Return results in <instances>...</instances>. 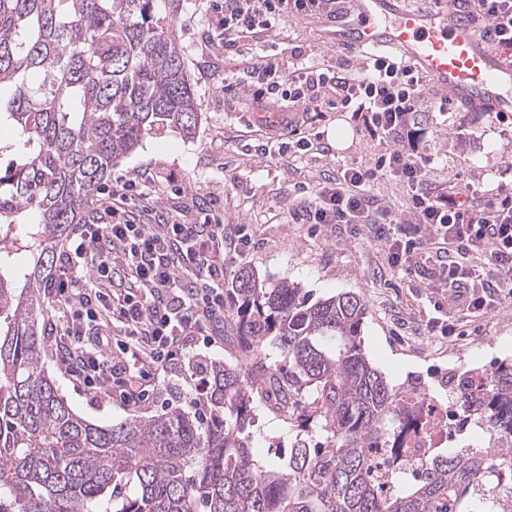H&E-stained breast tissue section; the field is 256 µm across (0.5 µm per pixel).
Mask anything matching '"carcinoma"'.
Returning a JSON list of instances; mask_svg holds the SVG:
<instances>
[{
	"mask_svg": "<svg viewBox=\"0 0 512 512\" xmlns=\"http://www.w3.org/2000/svg\"><path fill=\"white\" fill-rule=\"evenodd\" d=\"M156 0H0V127L21 140L0 174V512H512V363L488 375L497 441L435 452L384 493L370 450L397 451L396 388L369 361L354 292L310 302L242 269L228 289L245 365H202L192 412L100 425L76 414L44 364L41 288L54 250L155 129L201 121L173 18ZM34 257L18 285L12 257ZM281 352L267 363L266 344ZM296 417L282 463L254 453L262 405Z\"/></svg>",
	"mask_w": 512,
	"mask_h": 512,
	"instance_id": "carcinoma-1",
	"label": "carcinoma"
}]
</instances>
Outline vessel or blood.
Returning <instances> with one entry per match:
<instances>
[{
    "mask_svg": "<svg viewBox=\"0 0 512 512\" xmlns=\"http://www.w3.org/2000/svg\"><path fill=\"white\" fill-rule=\"evenodd\" d=\"M322 26L338 47L399 52L462 105L512 112V65L487 49L455 5L412 9L400 0H344Z\"/></svg>",
    "mask_w": 512,
    "mask_h": 512,
    "instance_id": "1",
    "label": "vessel or blood"
}]
</instances>
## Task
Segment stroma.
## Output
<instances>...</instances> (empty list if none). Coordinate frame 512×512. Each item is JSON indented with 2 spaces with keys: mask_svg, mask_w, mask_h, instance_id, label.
I'll return each instance as SVG.
<instances>
[{
  "mask_svg": "<svg viewBox=\"0 0 512 512\" xmlns=\"http://www.w3.org/2000/svg\"><path fill=\"white\" fill-rule=\"evenodd\" d=\"M206 0H180L175 29L191 77L202 122L185 138L160 130L146 136L112 169L111 183L151 182L152 201L177 218L198 220V202L208 198L211 212L227 227L243 225L252 238L224 267L225 280L243 268L276 282L304 288L311 299L353 291L367 304L361 330L365 353L393 385L413 378L441 393L439 378L464 375L471 367L494 370L512 361V296L502 298L488 315L469 317L449 308L448 293L430 288L421 272L402 271L388 263L380 240L363 224L315 226L301 223L294 208L304 191L349 166L370 165L390 149L388 140L360 134L348 114L311 113L301 128L316 142L315 150L265 152L268 129L255 124L248 101L225 91V72L240 58L225 55L221 43H207ZM313 59L335 57L337 48L308 19L284 23L251 43L257 56L281 60L294 52ZM420 150L438 181L460 174L479 179L494 191L499 167L512 161V127L495 124L484 112H428ZM460 327L457 336L442 334V325ZM45 366L71 408L96 424H112L131 415L163 412L162 386L141 406L110 404L78 387L60 359L53 336L44 339ZM252 445L262 459L273 461L287 451L296 429L265 409H258Z\"/></svg>",
  "mask_w": 512,
  "mask_h": 512,
  "instance_id": "obj_1",
  "label": "stroma"
}]
</instances>
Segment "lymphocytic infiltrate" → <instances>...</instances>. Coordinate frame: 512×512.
<instances>
[{"label":"lymphocytic infiltrate","instance_id":"f902f5d3","mask_svg":"<svg viewBox=\"0 0 512 512\" xmlns=\"http://www.w3.org/2000/svg\"><path fill=\"white\" fill-rule=\"evenodd\" d=\"M466 2L479 37L512 64V0ZM337 4L210 0L206 37L234 48L288 20L331 13ZM224 86L263 112H348L366 131L393 142L373 166L344 168L319 184L299 208L305 223H371V184L390 175L406 190L404 209L383 214L394 226L383 239L391 266L409 270L428 258V280L447 288L451 308L468 314H486L512 294V163L488 195L454 176L438 182L427 158L401 149L413 115L457 109L450 98L429 97L423 76L404 59L367 55L351 66L328 59L309 64L299 55L250 58ZM136 189L132 181L113 187L63 244L47 287L58 305L51 333L84 389L136 405L148 398L149 379L176 373L197 402L205 380L186 373L185 363L197 345H213L209 331L224 320L225 246L240 250L250 237L240 230L225 239L222 222L209 213L185 224L161 210L156 223H140ZM462 253L494 269L493 292L482 291L481 280L459 262Z\"/></svg>","mask_w":512,"mask_h":512}]
</instances>
